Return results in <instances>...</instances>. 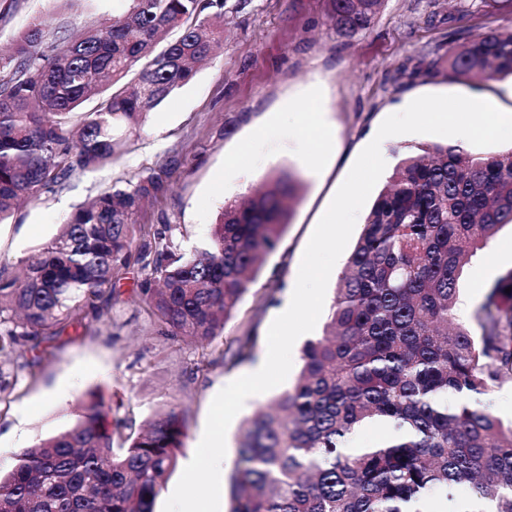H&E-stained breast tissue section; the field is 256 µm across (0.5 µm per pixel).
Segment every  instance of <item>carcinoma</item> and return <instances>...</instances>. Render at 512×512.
<instances>
[{
    "label": "carcinoma",
    "instance_id": "cac0c4a2",
    "mask_svg": "<svg viewBox=\"0 0 512 512\" xmlns=\"http://www.w3.org/2000/svg\"><path fill=\"white\" fill-rule=\"evenodd\" d=\"M382 2L331 0L330 23L352 38ZM211 8L223 15L224 0H124L100 28L76 39L57 31L48 53L42 23L29 24L0 56V223L75 171L112 164L124 134L221 48ZM446 67L451 78L512 76V30L464 39ZM167 174L162 166L112 184L24 261L23 274L0 270V356L109 313L129 267L131 218L167 190ZM298 189L290 173L265 178L226 202L209 244L189 254L159 230L141 240L140 296L159 335L212 344L277 249ZM507 224L512 149L484 156L432 145L400 161L365 218L322 336L303 348L295 385L246 419L229 512H421L459 484L472 503L512 512V422L482 405L512 382V270L473 325L455 321L466 259ZM255 340L241 337L232 361L249 360ZM77 410L71 427L22 449L0 474V512H154L185 436L181 413L155 414L115 448L104 396L85 392ZM373 422L387 423L390 437L347 452Z\"/></svg>",
    "mask_w": 512,
    "mask_h": 512
}]
</instances>
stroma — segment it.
Wrapping results in <instances>:
<instances>
[{
	"label": "stroma",
	"mask_w": 512,
	"mask_h": 512,
	"mask_svg": "<svg viewBox=\"0 0 512 512\" xmlns=\"http://www.w3.org/2000/svg\"><path fill=\"white\" fill-rule=\"evenodd\" d=\"M461 0H385L373 27L353 39L338 36L329 22L330 0H224L221 49L197 65L192 79L153 110L126 140L111 167L77 172L61 189L41 194L0 224V268L15 272L47 245L66 218L116 180H137L170 164L168 188L132 222L135 232L168 228L182 250L204 245L225 201L250 194L272 172L301 179L290 223L256 280L211 346L157 335L139 301L143 275L131 266L116 283L114 306L103 323L77 325L44 342L37 380L25 372L0 394V470L11 468L23 448L72 425L78 397L91 389L111 399L108 426L136 435L156 412L177 406L186 424L178 462L158 496L162 512L199 444L209 406L225 379L241 366L222 353L254 334V355L267 350L266 336L288 286L298 275L303 252L368 136L397 109L425 94H471L512 109L503 89L511 78L488 82L449 78L443 62L450 33L466 38L512 27V14L488 0L482 16L464 11ZM118 0H0V51L17 40L28 23L42 19L49 32L77 35L112 17ZM317 102L338 146L321 177L311 172L312 154L295 149L299 111ZM512 245L504 226L465 265L460 299L474 286L489 289L512 270ZM301 344L292 349V368L281 386L247 401L232 421L226 449L235 452L245 418L283 391L300 372ZM73 386L65 404L53 399L62 382Z\"/></svg>",
	"instance_id": "stroma-1"
}]
</instances>
